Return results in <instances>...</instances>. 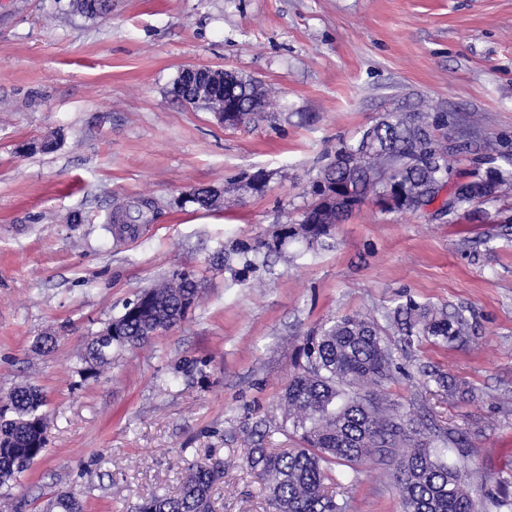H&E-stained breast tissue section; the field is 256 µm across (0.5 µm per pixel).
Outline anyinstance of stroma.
I'll use <instances>...</instances> for the list:
<instances>
[{
	"mask_svg": "<svg viewBox=\"0 0 512 512\" xmlns=\"http://www.w3.org/2000/svg\"><path fill=\"white\" fill-rule=\"evenodd\" d=\"M67 4L0 0V398L36 385L48 419L45 455L9 494L27 512L61 491L84 512H128L208 459L225 464L215 512H266L245 458L299 445L277 425L303 336L412 298L469 329L445 345L391 336L385 394L447 436L476 512H497L512 493V194L444 217L367 203L333 248L290 242L243 282L215 254L298 220L338 141L383 113L423 101L512 153V0H112L104 21ZM189 65L275 88L268 117L229 128L184 104L172 88ZM260 170L267 187L245 190ZM199 188L225 207L188 202ZM148 197L160 212L138 237L107 230L113 200ZM178 267L201 277L187 317L85 378L88 336ZM187 357L205 379L178 373ZM434 371L459 393L426 392ZM393 472L373 457L329 489L351 512H400Z\"/></svg>",
	"mask_w": 512,
	"mask_h": 512,
	"instance_id": "stroma-1",
	"label": "stroma"
}]
</instances>
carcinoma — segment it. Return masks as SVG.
<instances>
[{
  "mask_svg": "<svg viewBox=\"0 0 512 512\" xmlns=\"http://www.w3.org/2000/svg\"><path fill=\"white\" fill-rule=\"evenodd\" d=\"M73 12L98 19L112 11V0H69ZM173 92L193 103L194 85L177 76ZM269 91L261 81L236 77L228 101L239 107L238 123L247 127L265 117ZM451 140L447 146L444 141ZM477 152L502 164L485 179L466 182L467 191L448 186L461 150ZM315 200L294 224H282L272 239L240 240L233 251L243 257L234 276L245 280L258 273L268 254L292 240L315 251L331 247L336 225L370 201L382 210L423 211L441 216L449 208L469 204L512 189V154L491 138L473 139L470 132L448 128L446 112H386L355 143L341 140L334 155L311 182ZM156 202L137 201L115 209L109 223L121 221L127 231L149 224ZM195 271L176 269L163 282L127 304L100 334L88 339L83 373L95 378L112 363V352L139 348L180 321L198 298ZM386 325L372 316L346 315L329 320L305 337L298 371L280 396L284 412L278 425L300 447L276 452L249 449L247 464L264 486L270 512H348L349 502L327 491L333 467L356 470L371 456L396 462L394 480L402 512H475L458 469L443 460L447 441L421 433V422L398 405L383 403L395 359L389 343L394 328L407 340L434 343L460 336L466 319L448 315L444 307L407 300L384 313ZM46 398L40 388L24 385L0 401V486L16 482L46 452ZM224 470L206 462L187 467L178 492L154 493L130 512H213L211 493ZM44 512H83L71 492L48 499Z\"/></svg>",
  "mask_w": 512,
  "mask_h": 512,
  "instance_id": "1",
  "label": "carcinoma"
}]
</instances>
